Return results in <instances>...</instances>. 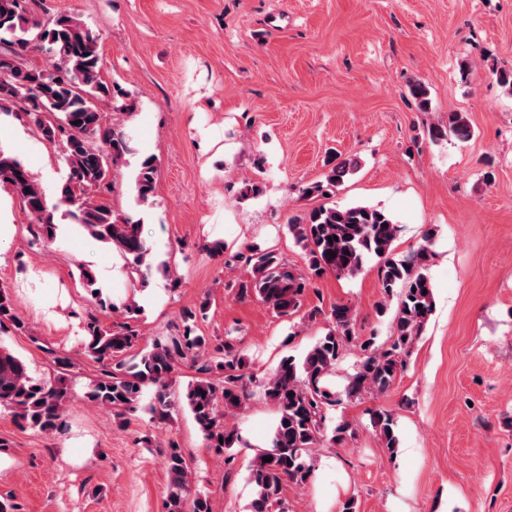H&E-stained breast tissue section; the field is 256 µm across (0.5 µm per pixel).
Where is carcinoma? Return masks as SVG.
Instances as JSON below:
<instances>
[{
  "label": "carcinoma",
  "mask_w": 512,
  "mask_h": 512,
  "mask_svg": "<svg viewBox=\"0 0 512 512\" xmlns=\"http://www.w3.org/2000/svg\"><path fill=\"white\" fill-rule=\"evenodd\" d=\"M29 0H0V116L24 117L40 139L58 147L66 174L56 187V203L48 202L45 190L29 169L0 149V186L9 189L22 203L36 226L35 237L47 244L57 236L54 211L66 208L67 216L92 238L115 248L142 281L153 274L150 250L142 239L140 221L132 213L112 210L104 196L112 192V168L132 152L129 135L107 126L104 114L93 105L109 97L123 98L115 109L136 110V101L118 85L102 77L97 38L78 18L59 14L42 21L31 15ZM47 54L40 61L35 53ZM453 135L461 140L472 136L467 117L448 113V122L431 126L428 137L439 142ZM357 163L342 160L333 165L325 179L299 189L301 196L328 197ZM156 159L144 157L134 180L137 204H145L155 191ZM295 244L307 258V269H290L275 252L258 244L247 245L226 255L224 241L204 245L212 257L224 264L241 263L250 278L239 286V295L254 294L279 314H291L302 304L311 283L327 273L339 277L359 275L370 258L378 259V277L386 298H397L391 318L393 341L386 348L375 346L374 338L361 339L354 309L337 304L330 311L332 327L298 361L282 359L264 381L263 395L277 411L268 446L256 453L249 466L252 512H286L282 500L285 483L302 486L312 481L315 465L311 452L324 438L327 411L336 405V395L324 384L339 356L356 341L361 357L349 378L346 395L362 399L385 393L403 370L412 345L423 335L434 312V295L427 274L433 259L431 236L405 256L395 253L397 225L385 211L365 205H321L288 219ZM84 288L95 294L102 307L95 273L81 268ZM140 306H125L127 321L104 328L92 317L86 323V355L98 362L112 360L133 348L139 334L131 325ZM205 306L186 308L181 313L182 330L168 340L156 341L137 361L115 363L104 370L86 392L87 400L111 408L121 417L137 408L145 388L154 389L147 406L152 418L164 421L176 410L172 396L173 374L188 360L198 377L189 383L185 403L194 417L206 447L230 451L239 441L237 431L224 422L247 408L251 398V375L245 357L231 343L208 349V339L197 333ZM22 331L9 292L0 287V334ZM72 391L66 379L46 381L33 377L26 363L0 341V409L8 411L22 429L51 434L61 429ZM373 428L386 448L399 446L392 414L375 410ZM352 424L344 420L330 441L340 445L354 437ZM168 482L165 512H210L208 500L192 492L189 465L175 442L162 450ZM272 457L265 462L263 458Z\"/></svg>",
  "instance_id": "carcinoma-1"
}]
</instances>
